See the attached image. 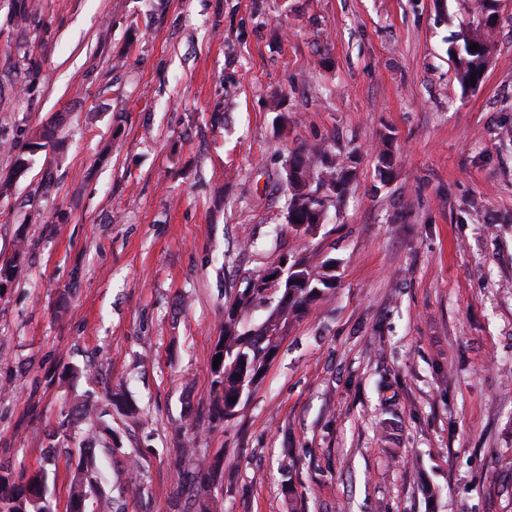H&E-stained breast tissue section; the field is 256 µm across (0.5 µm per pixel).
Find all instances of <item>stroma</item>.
I'll return each mask as SVG.
<instances>
[{"instance_id": "stroma-1", "label": "stroma", "mask_w": 512, "mask_h": 512, "mask_svg": "<svg viewBox=\"0 0 512 512\" xmlns=\"http://www.w3.org/2000/svg\"><path fill=\"white\" fill-rule=\"evenodd\" d=\"M467 6L0 0V264L27 248L0 280V466L55 447L69 512L62 423L121 382L140 414L110 417L99 469L125 512H181L178 426L224 460L217 512H512V0L466 92L448 40ZM319 143L352 179L309 234L285 163ZM309 250L332 287L212 420L226 302Z\"/></svg>"}]
</instances>
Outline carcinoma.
<instances>
[{"mask_svg":"<svg viewBox=\"0 0 512 512\" xmlns=\"http://www.w3.org/2000/svg\"><path fill=\"white\" fill-rule=\"evenodd\" d=\"M472 16L461 21L459 30L451 41L449 54L455 56L457 81L463 90H474L481 84L492 62L497 28L481 24L478 13L493 12L491 0H472ZM476 44L479 50L472 51ZM476 83H471V77ZM288 195L285 202L287 223L299 227L303 224L320 223V213L333 204L347 190L349 174L344 172V157L315 148L310 151L293 153L288 158L286 169ZM297 274L308 282L305 288L296 289V295L288 303L272 311L271 316L288 318L300 312L308 301L319 291L329 287L330 274L325 272L327 265L318 262L312 255H297ZM264 327L260 326L235 336H223V342L217 353L222 355L218 368L212 370L213 386L222 390L223 395L216 401L214 416L223 419L227 411L238 403L230 399L239 396L253 382V363L267 347L263 342ZM74 415L89 416L91 426L86 431L81 449V462L72 476V495L94 487L98 478L96 452L112 451V426L105 420L106 410H97L92 404L80 405L74 409ZM223 473L220 459L205 460L191 473L189 489L195 491L190 508H199L200 512H212L213 503L201 501V497L211 493V487L218 484ZM48 474L37 471L33 476L21 473H0V512H13L20 502L27 503L31 512H51L50 505L38 487L45 485Z\"/></svg>","mask_w":512,"mask_h":512,"instance_id":"obj_1","label":"carcinoma"}]
</instances>
